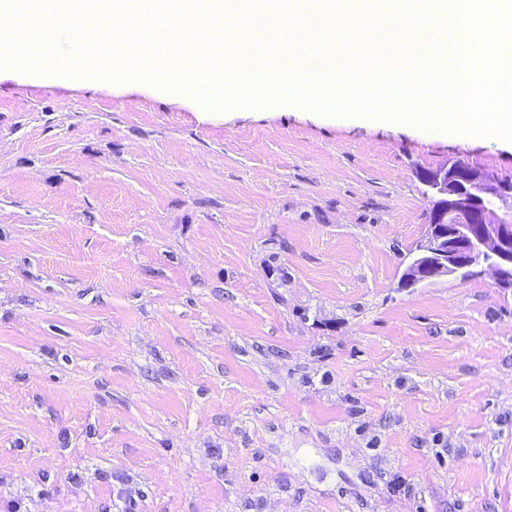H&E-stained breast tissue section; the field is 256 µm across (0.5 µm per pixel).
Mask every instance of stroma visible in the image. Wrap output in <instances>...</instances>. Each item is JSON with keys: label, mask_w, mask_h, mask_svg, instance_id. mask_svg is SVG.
<instances>
[{"label": "stroma", "mask_w": 512, "mask_h": 512, "mask_svg": "<svg viewBox=\"0 0 512 512\" xmlns=\"http://www.w3.org/2000/svg\"><path fill=\"white\" fill-rule=\"evenodd\" d=\"M512 145L0 71V512H512V290L399 287Z\"/></svg>", "instance_id": "stroma-1"}]
</instances>
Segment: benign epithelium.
I'll list each match as a JSON object with an SVG mask.
<instances>
[{
  "mask_svg": "<svg viewBox=\"0 0 512 512\" xmlns=\"http://www.w3.org/2000/svg\"><path fill=\"white\" fill-rule=\"evenodd\" d=\"M435 198L427 233L406 266L401 286L487 267L498 287L512 289V224L495 218V201L512 199V186L481 169L448 160L419 174Z\"/></svg>",
  "mask_w": 512,
  "mask_h": 512,
  "instance_id": "obj_1",
  "label": "benign epithelium"
}]
</instances>
